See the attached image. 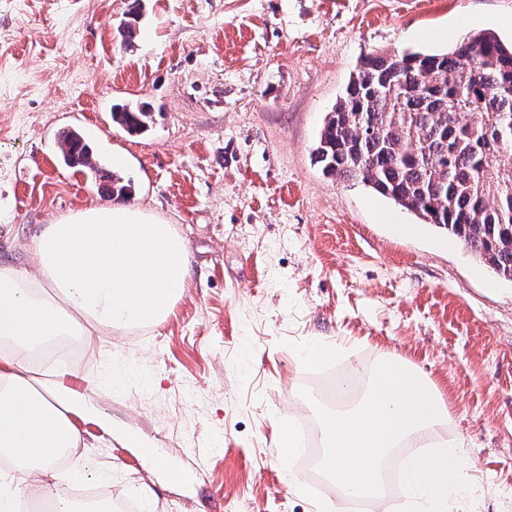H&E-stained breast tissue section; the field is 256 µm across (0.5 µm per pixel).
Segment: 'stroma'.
<instances>
[{
    "mask_svg": "<svg viewBox=\"0 0 512 512\" xmlns=\"http://www.w3.org/2000/svg\"><path fill=\"white\" fill-rule=\"evenodd\" d=\"M131 2L0 0V263L30 267L41 225L109 202L61 159L73 128L191 256L161 323L95 325L60 375L87 403L86 460L140 512H348L278 448L283 425L320 423L296 364L320 341L344 346L337 370L387 352L433 380L473 462L470 512H512V282L313 153L366 56L510 42L512 0H142L128 43ZM127 101L150 103L146 131L113 124Z\"/></svg>",
    "mask_w": 512,
    "mask_h": 512,
    "instance_id": "35a3bbf8",
    "label": "stroma"
}]
</instances>
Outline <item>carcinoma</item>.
<instances>
[{
    "label": "carcinoma",
    "instance_id": "obj_1",
    "mask_svg": "<svg viewBox=\"0 0 512 512\" xmlns=\"http://www.w3.org/2000/svg\"><path fill=\"white\" fill-rule=\"evenodd\" d=\"M150 117L144 104L112 108V121L131 131ZM58 146L99 188L129 194L121 176L92 161L80 133ZM314 155L324 173L447 230L512 281V43L481 30L447 53L367 57L325 116Z\"/></svg>",
    "mask_w": 512,
    "mask_h": 512
}]
</instances>
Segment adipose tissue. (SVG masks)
I'll return each instance as SVG.
<instances>
[{
    "label": "adipose tissue",
    "instance_id": "obj_1",
    "mask_svg": "<svg viewBox=\"0 0 512 512\" xmlns=\"http://www.w3.org/2000/svg\"><path fill=\"white\" fill-rule=\"evenodd\" d=\"M30 251L32 270L0 265V451L23 464L0 478V512H11L17 487L51 493L60 480L53 449L80 442L68 419L75 393L38 378L31 354L53 337L88 335L92 320L155 326L191 275L174 226L124 204L89 205L42 225Z\"/></svg>",
    "mask_w": 512,
    "mask_h": 512
}]
</instances>
